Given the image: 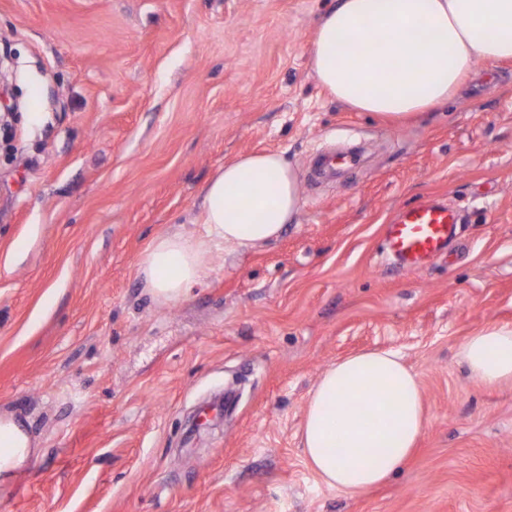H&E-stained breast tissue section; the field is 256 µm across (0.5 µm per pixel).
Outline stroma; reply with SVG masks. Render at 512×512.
Returning a JSON list of instances; mask_svg holds the SVG:
<instances>
[{"label": "stroma", "mask_w": 512, "mask_h": 512, "mask_svg": "<svg viewBox=\"0 0 512 512\" xmlns=\"http://www.w3.org/2000/svg\"><path fill=\"white\" fill-rule=\"evenodd\" d=\"M333 4L0 0L20 106L0 145V412L40 447L0 512H512V383L481 387L456 357L512 328V62L386 124L310 69ZM350 144L363 167L314 184L317 151ZM261 150L299 175L293 224L154 301L140 254L199 233L206 182ZM426 196L460 209L459 238L395 269L381 226ZM371 349L417 374L427 422L400 470L349 496L308 469L300 429L319 376Z\"/></svg>", "instance_id": "1"}]
</instances>
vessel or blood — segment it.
Wrapping results in <instances>:
<instances>
[{"instance_id":"1","label":"vessel or blood","mask_w":512,"mask_h":512,"mask_svg":"<svg viewBox=\"0 0 512 512\" xmlns=\"http://www.w3.org/2000/svg\"><path fill=\"white\" fill-rule=\"evenodd\" d=\"M328 169L359 164L362 152L323 149ZM461 229V215L452 205L432 197L397 209L383 226V254L395 267L416 271L447 253Z\"/></svg>"}]
</instances>
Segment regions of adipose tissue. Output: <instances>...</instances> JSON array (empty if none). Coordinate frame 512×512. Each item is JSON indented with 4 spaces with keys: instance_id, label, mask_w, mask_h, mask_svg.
Here are the masks:
<instances>
[{
    "instance_id": "adipose-tissue-1",
    "label": "adipose tissue",
    "mask_w": 512,
    "mask_h": 512,
    "mask_svg": "<svg viewBox=\"0 0 512 512\" xmlns=\"http://www.w3.org/2000/svg\"><path fill=\"white\" fill-rule=\"evenodd\" d=\"M365 44L363 53L349 51ZM512 60V0H336L321 17L310 68L337 102L401 121L451 100L478 63ZM299 177L281 154L225 163L203 190L198 236L152 239L138 260L151 295L175 303L202 284L210 254L278 239L299 211ZM459 358L484 387L512 381V329L488 326L462 343ZM427 422L416 374L391 351L337 361L318 378L301 430L308 468L329 488L360 494L384 483L410 457ZM38 452L31 433L0 414V474Z\"/></svg>"
}]
</instances>
